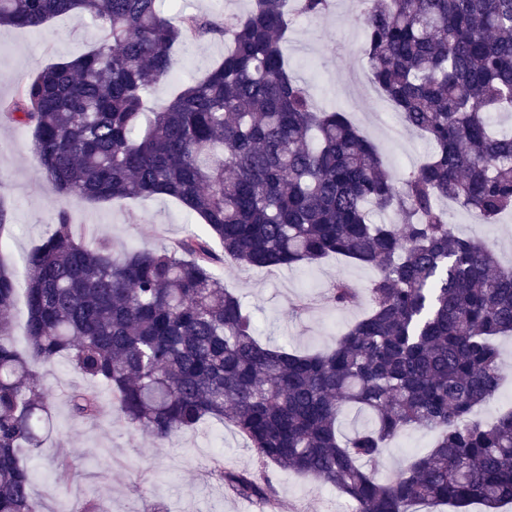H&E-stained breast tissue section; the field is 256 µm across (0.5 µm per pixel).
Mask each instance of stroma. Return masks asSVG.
<instances>
[{"mask_svg": "<svg viewBox=\"0 0 512 512\" xmlns=\"http://www.w3.org/2000/svg\"><path fill=\"white\" fill-rule=\"evenodd\" d=\"M364 8L363 0H334L326 15L299 18L284 55L318 108L349 112L389 169L406 174L427 156V141L404 126L398 137H390L378 120L386 106L383 97L354 91L352 86L353 74L363 66L359 17ZM97 41L96 29L79 14L52 19L39 29L1 28L0 100L14 97L19 78L73 59ZM223 56L224 41L219 37L183 43L174 54L172 79L152 90V100H168L177 81L205 74ZM0 197L12 216L0 231V251L11 258L20 282L25 279V255L62 210L88 236L109 240L118 249L143 244L161 249L196 224L174 199L165 196L101 203L60 197L33 157L30 130L7 122L0 123ZM448 213L456 233L489 243L503 265H512V214L497 224L484 225L457 207H449ZM375 274V269L339 258L274 271L235 264L222 270L225 285L254 311L263 342L301 352L333 346L339 332L367 309L364 300L346 310L333 308L325 300L331 283L342 278L363 288ZM36 371L54 400L52 432L26 458L33 493L43 512H74L85 500L96 501L100 512H154L158 507L164 512H271L263 503L233 497L209 471V462L217 455L229 468L255 467L253 452L233 428L209 422L173 435L165 447L158 448L119 419L108 388L99 390L103 412L96 420L70 416L67 393L89 386L90 381L67 359L37 366ZM432 443L430 433L404 432L385 449L378 477L392 479L411 456L425 453ZM60 452L67 455L68 467L55 466ZM271 476L280 491L278 512H346L349 506L336 491L294 472L275 469Z\"/></svg>", "mask_w": 512, "mask_h": 512, "instance_id": "35a3bbf8", "label": "stroma"}]
</instances>
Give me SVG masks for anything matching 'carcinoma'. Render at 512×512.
I'll return each instance as SVG.
<instances>
[{
	"label": "carcinoma",
	"instance_id": "obj_1",
	"mask_svg": "<svg viewBox=\"0 0 512 512\" xmlns=\"http://www.w3.org/2000/svg\"><path fill=\"white\" fill-rule=\"evenodd\" d=\"M159 2L0 0V26L80 14L100 34L0 102V121L32 131L54 190L88 201L166 195L204 227L163 251L116 252L58 212L24 258L25 352L12 342L17 282L0 252V512H40L21 453L43 445L50 411L31 363L60 358L160 446L209 421L233 427L256 467L228 470L215 456L210 472L239 499L278 508L272 467L335 489L353 512H499L512 503V410L492 421L476 410L501 386L512 266L459 236L439 201L479 224L512 213V131L491 121L512 112V0H370L366 70L432 148L403 176L348 112L318 109L285 60L296 17L322 16L333 0H252L222 22L165 16ZM217 36L224 59L149 104L173 50ZM374 211L402 223L378 224ZM330 257L378 273L367 312L314 354L262 343L219 273L228 261L272 271ZM357 297L346 280L326 294L338 310ZM67 405L81 420L103 409L94 388L71 390ZM348 408L367 421L344 435ZM412 428L434 434L433 448L380 480L385 448Z\"/></svg>",
	"mask_w": 512,
	"mask_h": 512
}]
</instances>
